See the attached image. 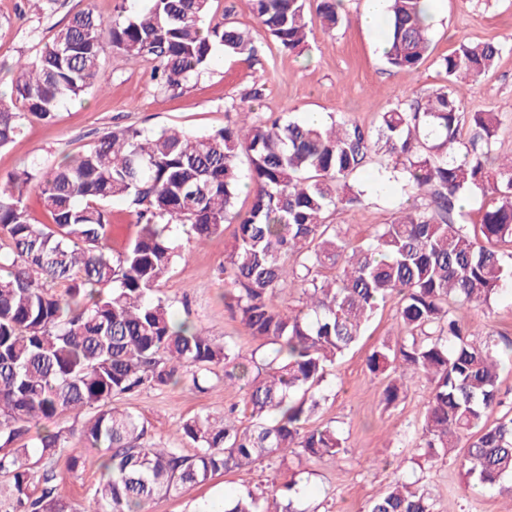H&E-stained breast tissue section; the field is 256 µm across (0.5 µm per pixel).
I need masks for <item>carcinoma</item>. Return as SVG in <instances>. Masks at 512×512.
<instances>
[{"label": "carcinoma", "mask_w": 512, "mask_h": 512, "mask_svg": "<svg viewBox=\"0 0 512 512\" xmlns=\"http://www.w3.org/2000/svg\"><path fill=\"white\" fill-rule=\"evenodd\" d=\"M253 16L289 52L305 45L307 9L330 32L343 20L342 0H247ZM424 0H389L386 63L412 71L430 45ZM253 58L248 34L211 15V0H147L130 17L104 21L78 11L30 63L14 67L10 95L0 96V149L22 122H51L65 102L101 84L102 57L154 63L158 90L177 87L207 68L216 51ZM497 43L460 42L440 61L448 86L379 113L375 130L329 117L305 121L253 117L208 133L133 125L115 127L90 149L52 165L32 164L0 181V501L8 512H74L56 493L61 456L77 466L88 448L104 451L94 488L98 512H147L159 497L207 482L222 471L288 456L321 459L345 452L335 426L312 417L332 367L361 336L377 310L396 305L400 335L377 346L368 369L383 375L379 398L394 405L408 384H430L416 456L455 458L470 480L512 500V413L489 427L487 411L502 405L499 371L512 359V337L478 339L457 310L487 303L512 284V156L495 154L497 112H467L452 87L488 73ZM387 155L426 207L403 206L378 225L366 245L342 234L330 217L362 204L368 153ZM249 164L250 210L235 209ZM40 193L49 216L31 222L24 198ZM480 195L481 236L453 214L462 197ZM136 216V237L118 254L107 245L109 203ZM180 224L204 243L237 225L224 254V308L247 335L270 349L243 355L173 313L156 294L176 264L169 235ZM288 288L301 307L283 309ZM224 369L242 382L247 426L235 407L195 415L178 427L195 448L144 446L140 416L115 400L148 385L175 386L189 375L201 388ZM74 413L66 431L38 434V453L24 443L42 420ZM79 434L81 447L68 445ZM41 485L40 492L32 489ZM223 512H297L293 499L247 488ZM367 512H433L430 499L401 479L374 496Z\"/></svg>", "instance_id": "1"}]
</instances>
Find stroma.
Segmentation results:
<instances>
[{
	"label": "stroma",
	"mask_w": 512,
	"mask_h": 512,
	"mask_svg": "<svg viewBox=\"0 0 512 512\" xmlns=\"http://www.w3.org/2000/svg\"><path fill=\"white\" fill-rule=\"evenodd\" d=\"M144 0H0V94L10 88L17 60L35 58L48 41L79 10L109 20L118 9L134 14ZM365 0H345L346 17L331 33L323 32L316 12H308L310 33L303 49L282 50L249 12L245 0H214L213 14L245 30L258 48L255 57L216 54L207 69L181 85L156 90L152 63H128L119 55L105 59V87L89 89L78 103L64 104L51 122L32 121L9 148L0 150V177L39 162L49 164L90 149L107 131L133 125L152 131L177 128L209 132L237 121L238 105L252 87L263 86L254 111L264 119H303L322 112L344 117L367 129L375 128L379 114L394 104L445 86L439 62L460 42H497L504 49L494 68L476 83L463 86L467 111L500 113L495 142L499 157L512 155V0H437L431 31V49L413 71L389 67L380 48L382 37L360 24ZM387 159L370 153L364 176L370 189L362 205L344 210L336 218L343 234L354 243L368 242L375 227L389 223L400 206L424 204L401 183L374 187ZM234 225L198 246L177 235L181 256L159 288L176 310H189L190 318L207 334L232 339L243 353L258 350L259 343L242 329L224 308V250L233 239ZM465 324L480 334L512 331V291L497 296L490 305L461 310ZM394 304L380 309L361 340L336 363L322 384L324 399L315 423H331L340 430L347 451L337 457L305 460L295 471L279 463L253 470H235L205 484L170 496L150 506L151 512H199L200 508L231 498L245 488L263 486L282 490L297 478L294 496L297 512H364L368 501L383 490L401 469L415 481L420 468L409 452L422 419L427 396L424 382L412 384L407 397L388 406L380 402V376L367 368L374 346L397 336ZM243 392L235 384L212 380L206 390L191 382L157 389L145 387L126 395L122 402L148 427L147 440L190 452L177 431L180 421L196 415L223 413L236 407L241 424L250 413L242 408ZM57 491L77 512H93L91 495L101 478L100 452L88 450L77 467L59 459ZM434 512H507L512 502L497 490L473 488L458 464L436 461L427 487Z\"/></svg>",
	"instance_id": "1"
}]
</instances>
